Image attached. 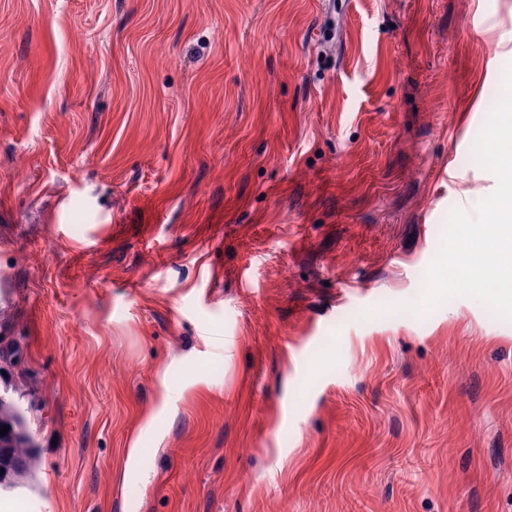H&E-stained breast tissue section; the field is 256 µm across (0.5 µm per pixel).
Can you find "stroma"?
Listing matches in <instances>:
<instances>
[{"mask_svg": "<svg viewBox=\"0 0 512 512\" xmlns=\"http://www.w3.org/2000/svg\"><path fill=\"white\" fill-rule=\"evenodd\" d=\"M511 68L512 0H0V512H512V321L363 316ZM14 427L16 431L14 437L11 435L10 431H7L6 435L0 436V447H8L12 445L10 455V468L4 478V482L9 486L13 485L11 477L15 473L23 470L25 467L24 452L28 444V438L23 436V434L19 431L20 428L17 425H14ZM11 437H13L12 443H10Z\"/></svg>", "mask_w": 512, "mask_h": 512, "instance_id": "stroma-1", "label": "stroma"}]
</instances>
